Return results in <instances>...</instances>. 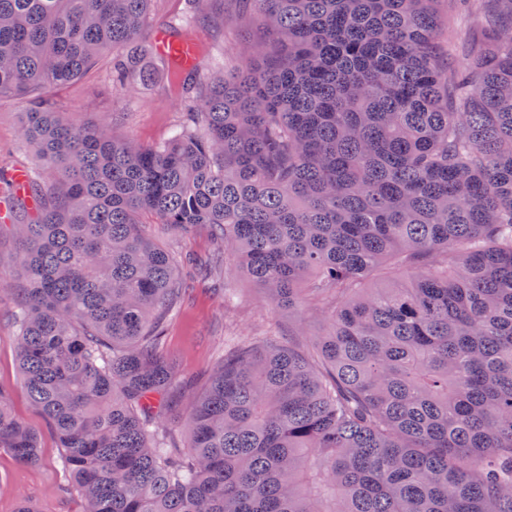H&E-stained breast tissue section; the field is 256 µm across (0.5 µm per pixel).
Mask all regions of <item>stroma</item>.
<instances>
[{"mask_svg": "<svg viewBox=\"0 0 512 512\" xmlns=\"http://www.w3.org/2000/svg\"><path fill=\"white\" fill-rule=\"evenodd\" d=\"M193 36L224 53V70L241 68L242 28L233 22H197ZM49 102L70 120L81 123L109 122L118 138L131 137L145 146L166 141L184 110L183 101L170 96L163 85L125 91L113 87L107 63L77 81L51 89ZM27 104L11 96L0 98V159L13 167H25L38 184L50 182L49 172L34 150L22 140L19 130ZM144 233L176 254L207 258L213 251L210 238L201 231L173 232L169 225L142 215ZM18 256V242L9 231L0 232V394L6 395L13 414L40 435L43 461L37 466L18 463L0 448V512H17L22 499L34 501L40 512H83L82 502L61 494L69 482L59 465L61 450L45 419L30 404L21 384L17 365L15 332L10 318L15 286L10 276ZM321 308L307 303L295 311L277 306L268 292L233 267L224 270L222 285L195 278L180 311L174 315L162 349L173 360L176 376L186 392L203 391L210 370L223 356L225 347L254 336H284L300 333L311 339L324 329Z\"/></svg>", "mask_w": 512, "mask_h": 512, "instance_id": "35a3bbf8", "label": "stroma"}]
</instances>
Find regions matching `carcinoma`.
Segmentation results:
<instances>
[{
    "instance_id": "obj_1",
    "label": "carcinoma",
    "mask_w": 512,
    "mask_h": 512,
    "mask_svg": "<svg viewBox=\"0 0 512 512\" xmlns=\"http://www.w3.org/2000/svg\"><path fill=\"white\" fill-rule=\"evenodd\" d=\"M234 2L261 61L205 75L199 40L191 69L139 45L155 0H0V96L53 174L8 225L18 366L83 512H512V0H461L485 30L462 70L437 0ZM108 51L120 88L190 99L173 137L48 104ZM143 213L326 314L310 347L224 352L185 448L160 355L184 288ZM0 448L41 461L2 395Z\"/></svg>"
}]
</instances>
